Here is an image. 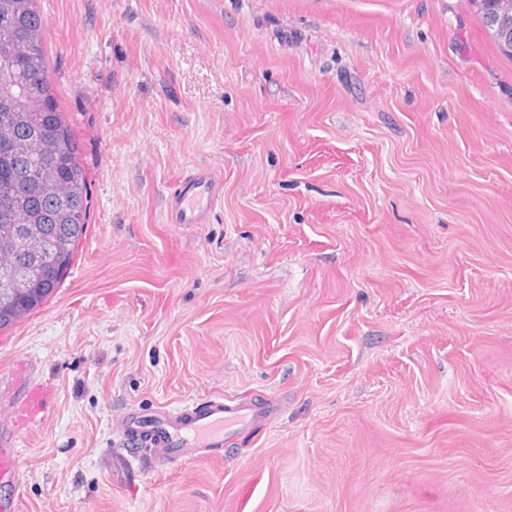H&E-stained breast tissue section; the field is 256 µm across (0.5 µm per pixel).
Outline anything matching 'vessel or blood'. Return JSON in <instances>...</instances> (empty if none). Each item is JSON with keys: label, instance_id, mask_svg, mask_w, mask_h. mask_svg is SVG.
I'll list each match as a JSON object with an SVG mask.
<instances>
[{"label": "vessel or blood", "instance_id": "b4317fda", "mask_svg": "<svg viewBox=\"0 0 512 512\" xmlns=\"http://www.w3.org/2000/svg\"><path fill=\"white\" fill-rule=\"evenodd\" d=\"M221 172L199 168L185 175L171 194L166 208L170 224H205L222 197ZM51 393L40 383L27 384L16 417L25 425L42 421ZM284 401L275 395L228 403L223 397L196 399L176 408L164 407L151 414L131 408L118 419L122 441L145 446L150 466L176 465L201 459L225 441L243 435L276 418ZM15 438H0V480L17 481Z\"/></svg>", "mask_w": 512, "mask_h": 512}]
</instances>
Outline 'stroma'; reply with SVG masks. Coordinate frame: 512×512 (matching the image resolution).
Wrapping results in <instances>:
<instances>
[{"label": "stroma", "mask_w": 512, "mask_h": 512, "mask_svg": "<svg viewBox=\"0 0 512 512\" xmlns=\"http://www.w3.org/2000/svg\"><path fill=\"white\" fill-rule=\"evenodd\" d=\"M91 192L0 330L54 405L16 512H512V57L470 0H38ZM224 174L206 224L174 185ZM276 394L214 457L125 463L119 414ZM224 178L221 172L197 168L185 175L171 194L166 208L168 224H206L222 197Z\"/></svg>", "instance_id": "1"}]
</instances>
